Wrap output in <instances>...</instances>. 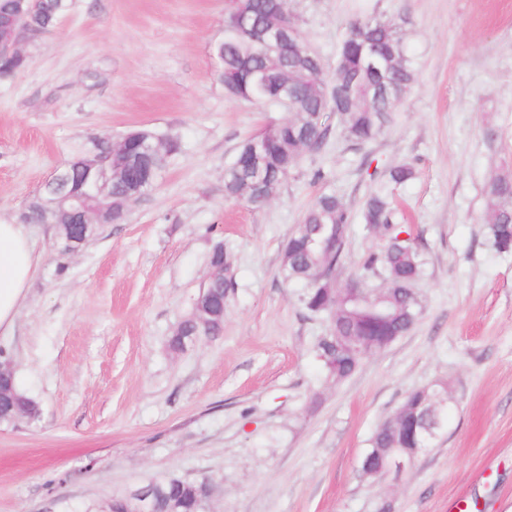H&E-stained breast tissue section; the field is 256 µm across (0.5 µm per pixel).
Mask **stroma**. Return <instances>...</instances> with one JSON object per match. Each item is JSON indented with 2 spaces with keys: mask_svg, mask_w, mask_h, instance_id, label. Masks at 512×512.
<instances>
[{
  "mask_svg": "<svg viewBox=\"0 0 512 512\" xmlns=\"http://www.w3.org/2000/svg\"><path fill=\"white\" fill-rule=\"evenodd\" d=\"M286 6L329 69L349 22L401 19L418 77L383 136L360 148L332 136L259 208L225 200L224 169L284 111L226 98L213 55L226 0H74L0 82L2 220L100 140L146 129L178 145L126 220L79 253L55 249L54 225L32 227L39 267L0 361L40 415L0 425V512H99L168 475L210 478L211 512H377L384 499L394 512L459 500L512 512V252L483 222L486 185L512 174V0ZM404 161L417 176L393 197L426 261L422 312L351 377L325 381L315 347L331 321L283 280V246L313 199L336 193L354 218L345 285L380 241L362 203ZM219 243L234 282L223 332L173 353ZM437 381L443 433L399 483H372L373 432Z\"/></svg>",
  "mask_w": 512,
  "mask_h": 512,
  "instance_id": "obj_1",
  "label": "stroma"
}]
</instances>
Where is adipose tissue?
<instances>
[{
	"mask_svg": "<svg viewBox=\"0 0 512 512\" xmlns=\"http://www.w3.org/2000/svg\"><path fill=\"white\" fill-rule=\"evenodd\" d=\"M37 266L27 226L0 220V335L13 330Z\"/></svg>",
	"mask_w": 512,
	"mask_h": 512,
	"instance_id": "ef3b65f1",
	"label": "adipose tissue"
}]
</instances>
